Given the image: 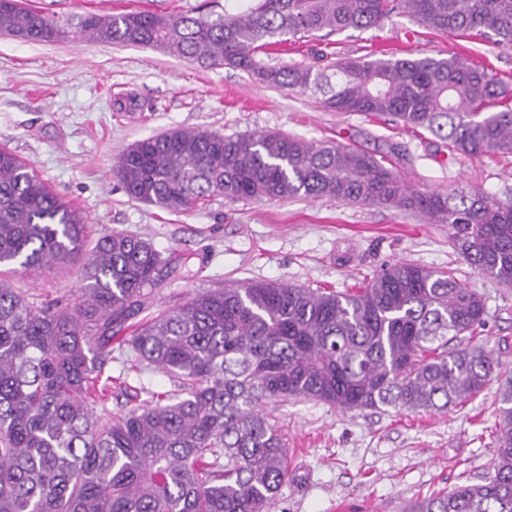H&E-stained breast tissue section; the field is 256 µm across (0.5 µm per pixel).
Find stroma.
Returning <instances> with one entry per match:
<instances>
[{
	"label": "stroma",
	"mask_w": 512,
	"mask_h": 512,
	"mask_svg": "<svg viewBox=\"0 0 512 512\" xmlns=\"http://www.w3.org/2000/svg\"><path fill=\"white\" fill-rule=\"evenodd\" d=\"M49 16L87 12L187 13L215 20L226 0H31ZM332 57L379 56L384 44L401 56L463 55L512 83V44L433 32L407 17L377 28L300 39L271 50V66L310 63L309 44ZM225 136L280 131L311 142L361 148L420 191L475 186L512 194V155L450 157L448 144L424 129H408L362 114L325 111L316 96L261 84L236 68H206L159 49L84 42H22L0 36V146L87 215L94 236L124 230L150 239L165 257L186 261L179 277L162 278L147 295L145 315L169 301L250 279L285 280L309 288L361 287L368 274L407 260L453 268L482 294L488 317L478 335L490 338L512 369V287L481 276L456 253L444 224L416 213L335 200L294 198L233 201L221 195L172 213L130 199L112 165L133 143L170 130ZM15 287L36 295L72 297L78 268L18 271ZM174 384L155 370L112 362L109 411L136 405V390ZM288 435L292 473L270 512H402L405 505L492 472L496 451V389L488 387L440 413L391 408L341 412L305 399L269 404Z\"/></svg>",
	"instance_id": "35a3bbf8"
}]
</instances>
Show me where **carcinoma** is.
Segmentation results:
<instances>
[{
    "label": "carcinoma",
    "instance_id": "carcinoma-1",
    "mask_svg": "<svg viewBox=\"0 0 512 512\" xmlns=\"http://www.w3.org/2000/svg\"><path fill=\"white\" fill-rule=\"evenodd\" d=\"M404 16L433 31L512 43V0H240L224 17L129 11L78 17L75 31L23 0H0V35L162 48L206 67L251 72L320 95L324 108L424 128L450 158L512 154V88L458 55L268 66L271 47L314 32L376 28ZM131 199L171 212L231 200L330 198L413 211L446 224L477 272L512 286V198L481 189L410 190L364 150L276 131L226 137L168 130L112 166ZM91 225L31 164L0 148V512H270L288 483L271 402L304 398L341 411L443 412L492 384L500 362L475 341L485 300L453 269L397 261L355 291L246 280L197 290L133 321L163 258ZM79 265V299L27 297L9 274ZM132 365L178 382L169 395L99 415L112 392V338ZM493 474L410 502L405 512H512V377L498 380Z\"/></svg>",
    "mask_w": 512,
    "mask_h": 512
}]
</instances>
